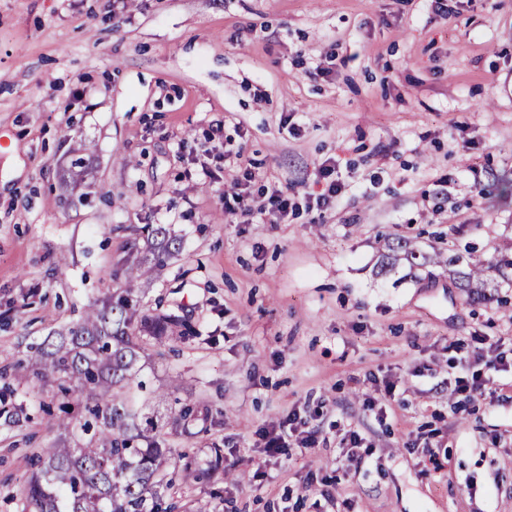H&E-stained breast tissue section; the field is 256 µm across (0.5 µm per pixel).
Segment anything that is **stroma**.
Masks as SVG:
<instances>
[{
    "instance_id": "35a3bbf8",
    "label": "stroma",
    "mask_w": 512,
    "mask_h": 512,
    "mask_svg": "<svg viewBox=\"0 0 512 512\" xmlns=\"http://www.w3.org/2000/svg\"><path fill=\"white\" fill-rule=\"evenodd\" d=\"M447 3L0 0V369L18 417H0V512H24L66 400L28 375L29 344L127 288L189 328L143 360L138 407L178 380L201 419L166 447L203 467L224 450L211 478L174 481L185 512H512V373L483 372L471 401L454 391L475 337L512 349V280L477 302L444 264L512 240L496 189L512 180V0ZM77 150L91 176L70 189ZM328 160L342 192L320 213ZM245 168L288 191L287 223L225 211ZM147 224L178 252L132 285ZM398 240L428 263L378 273ZM318 406L325 444L259 447ZM350 429L370 452L358 467L338 446Z\"/></svg>"
}]
</instances>
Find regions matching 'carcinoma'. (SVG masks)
<instances>
[{
	"instance_id": "1",
	"label": "carcinoma",
	"mask_w": 512,
	"mask_h": 512,
	"mask_svg": "<svg viewBox=\"0 0 512 512\" xmlns=\"http://www.w3.org/2000/svg\"><path fill=\"white\" fill-rule=\"evenodd\" d=\"M90 174L85 158L78 157L62 170L60 179L75 188ZM144 232L153 238L152 258L127 269V279L135 282L158 277L172 256L163 227L148 225ZM389 250L381 261L383 269L393 264L400 250L408 260L428 261L405 243ZM492 269L508 277L511 242L499 248ZM448 273L472 299L494 300L486 294L487 269L482 265L454 254L448 257ZM179 327V316L150 314L126 293L89 305L75 324L29 345L30 375L38 380H75L90 419L80 425L83 438L76 440L69 412L60 408L63 433L36 455V469L24 486L27 512H168L172 505L165 497L172 482L166 480V466H179L184 482L204 479L205 471L188 461V451L162 447L169 430L193 435L198 420L194 408L170 413L155 409L142 416L130 407L137 363L146 346L164 345Z\"/></svg>"
}]
</instances>
